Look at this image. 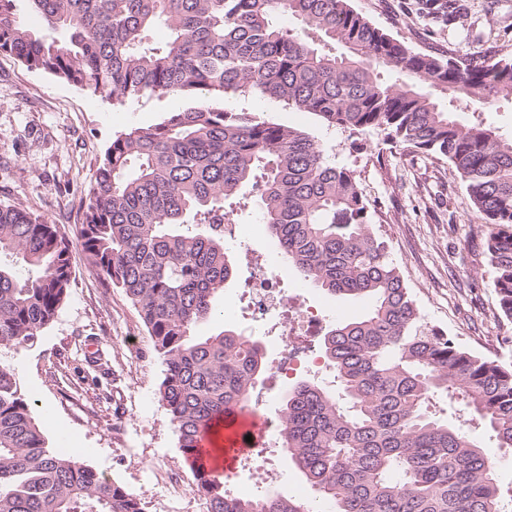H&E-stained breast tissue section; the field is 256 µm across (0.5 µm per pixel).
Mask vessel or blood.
I'll use <instances>...</instances> for the list:
<instances>
[{"label":"vessel or blood","mask_w":512,"mask_h":512,"mask_svg":"<svg viewBox=\"0 0 512 512\" xmlns=\"http://www.w3.org/2000/svg\"><path fill=\"white\" fill-rule=\"evenodd\" d=\"M265 429L263 419L246 409H234L226 414L224 424V457L216 459L209 437H202L198 443L199 461L208 473L222 474L230 470L237 458L246 453L247 436H260Z\"/></svg>","instance_id":"obj_1"}]
</instances>
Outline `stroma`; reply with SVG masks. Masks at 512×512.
<instances>
[{
	"instance_id": "35a3bbf8",
	"label": "stroma",
	"mask_w": 512,
	"mask_h": 512,
	"mask_svg": "<svg viewBox=\"0 0 512 512\" xmlns=\"http://www.w3.org/2000/svg\"><path fill=\"white\" fill-rule=\"evenodd\" d=\"M393 38L423 53L512 57V0H350ZM176 96L122 105L0 53V202L45 215L72 253L73 282L53 321L34 341L0 346V364L15 368L47 444L74 449L97 473L123 485L144 512H204L196 494L176 502L156 485L157 469L177 470L193 484L158 384L163 365L138 311L86 261L82 215L96 168L113 138L161 121L183 107ZM226 107L309 132L330 162L357 172L373 214L424 318L472 352L512 364V335L493 287L485 252L487 228L470 208L465 185L447 160L386 141L369 129L352 134L260 97ZM229 220L255 226L245 248L230 247L236 277L224 300L248 289L247 251L280 252L262 218L258 196L226 202ZM283 287L301 291L329 324L364 313L368 304L339 299L289 272Z\"/></svg>"
}]
</instances>
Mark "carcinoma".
I'll list each match as a JSON object with an SVG mask.
<instances>
[{
	"mask_svg": "<svg viewBox=\"0 0 512 512\" xmlns=\"http://www.w3.org/2000/svg\"><path fill=\"white\" fill-rule=\"evenodd\" d=\"M0 0V52L124 103L177 95L185 106L112 140L96 170L80 236L96 274L136 308L163 365L160 401L184 456L248 400L265 368L260 341L197 336L235 274L224 200L258 192L287 268L331 296L370 306L326 332L336 388L288 390L279 447L315 490L232 498L193 471L205 512H503L495 452L512 448V365L478 356L423 321L386 240L372 229L356 173L308 132L228 110L266 96L352 134L367 129L448 160L493 229L486 249L500 310L512 320V139L463 124L431 90L488 112L512 96V57L457 60L392 38L350 0H27L45 34ZM295 19L293 28L273 23ZM162 44L150 41L157 27ZM0 346L36 338L72 283L70 247L45 216L0 203ZM459 397L493 431L484 448L462 423L428 411ZM0 512H144L141 499L46 444L0 365Z\"/></svg>",
	"mask_w": 512,
	"mask_h": 512,
	"instance_id": "cac0c4a2",
	"label": "carcinoma"
}]
</instances>
